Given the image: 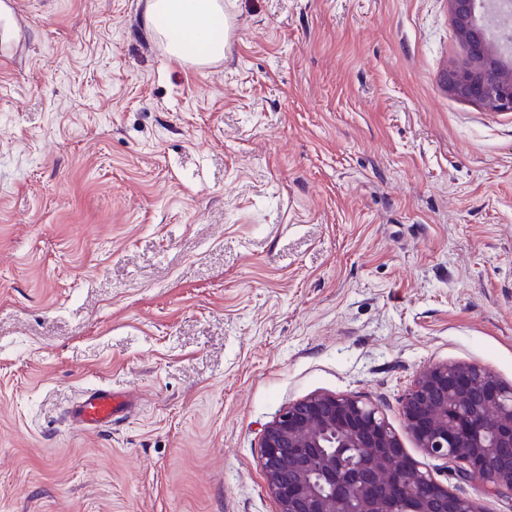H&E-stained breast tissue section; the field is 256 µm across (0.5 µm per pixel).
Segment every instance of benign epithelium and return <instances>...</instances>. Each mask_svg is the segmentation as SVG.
Returning a JSON list of instances; mask_svg holds the SVG:
<instances>
[{
	"instance_id": "7a95c632",
	"label": "benign epithelium",
	"mask_w": 512,
	"mask_h": 512,
	"mask_svg": "<svg viewBox=\"0 0 512 512\" xmlns=\"http://www.w3.org/2000/svg\"><path fill=\"white\" fill-rule=\"evenodd\" d=\"M486 0H448L469 58L448 73V92L512 111V63L491 39ZM407 429L425 454L456 456L460 473L492 492L512 494V387L474 364H437L406 394ZM267 488L278 512H481L420 470L379 411L343 395L315 394L289 404L263 430Z\"/></svg>"
}]
</instances>
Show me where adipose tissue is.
<instances>
[{"label":"adipose tissue","instance_id":"1","mask_svg":"<svg viewBox=\"0 0 512 512\" xmlns=\"http://www.w3.org/2000/svg\"><path fill=\"white\" fill-rule=\"evenodd\" d=\"M145 21L174 59L205 65L224 57L223 0H148Z\"/></svg>","mask_w":512,"mask_h":512}]
</instances>
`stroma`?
Returning <instances> with one entry per match:
<instances>
[{"mask_svg":"<svg viewBox=\"0 0 512 512\" xmlns=\"http://www.w3.org/2000/svg\"><path fill=\"white\" fill-rule=\"evenodd\" d=\"M171 58L147 0H20L0 70V512H277L263 428L402 401L435 363L512 386V112L451 95L447 0H223ZM128 394L111 427L66 415Z\"/></svg>","mask_w":512,"mask_h":512,"instance_id":"35a3bbf8","label":"stroma"}]
</instances>
